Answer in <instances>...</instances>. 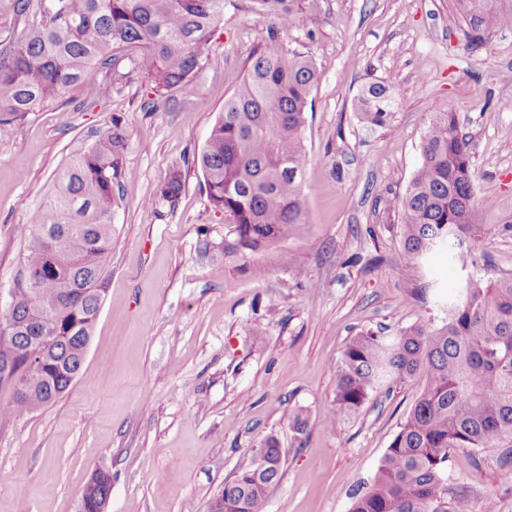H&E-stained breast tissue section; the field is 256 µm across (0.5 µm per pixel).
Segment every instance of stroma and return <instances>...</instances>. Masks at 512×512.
<instances>
[{
	"label": "stroma",
	"mask_w": 512,
	"mask_h": 512,
	"mask_svg": "<svg viewBox=\"0 0 512 512\" xmlns=\"http://www.w3.org/2000/svg\"><path fill=\"white\" fill-rule=\"evenodd\" d=\"M489 31L459 0H312L274 31L247 0L226 7L188 83L157 97L135 75L93 70L23 121L0 125V312L24 232L55 192V174L119 124L126 136L112 219L119 246L81 370L58 400L0 419V512H80L93 471L112 476L107 512H208L225 481L267 437L286 453L265 512H349L421 392L410 381L336 417L342 352L358 333L439 327L467 275L444 248L391 262L402 247L396 204L421 163L438 112H455L472 143L475 196L512 209V0H486ZM298 49L320 80L303 131L308 220L266 249L240 251L192 162L254 51ZM389 86L386 125L354 110L361 91ZM174 209L150 201L173 167ZM482 282L512 276V235L485 237ZM302 415L306 425L290 424ZM498 448L458 449L450 494L472 512H512Z\"/></svg>",
	"instance_id": "stroma-1"
}]
</instances>
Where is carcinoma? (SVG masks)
I'll return each mask as SVG.
<instances>
[{
	"label": "carcinoma",
	"mask_w": 512,
	"mask_h": 512,
	"mask_svg": "<svg viewBox=\"0 0 512 512\" xmlns=\"http://www.w3.org/2000/svg\"><path fill=\"white\" fill-rule=\"evenodd\" d=\"M276 29L288 28L308 0H249ZM477 29L496 26L478 0H461ZM226 0H38L33 22L0 54V124L24 120L95 69L119 84L137 73L158 95L184 84L197 70L201 49L224 22ZM139 48L127 57L123 50ZM319 72L305 53L268 46L255 53L237 90L224 101L200 155L207 196L239 247L266 248L290 224L307 223L301 175L309 100ZM392 108L385 84L358 97L356 111L383 126ZM126 137L118 123L59 169L56 190L37 224L28 228L11 301L0 325L18 332L0 337V384L13 389L0 418L21 417L54 402L77 377L105 291V264L117 238L112 217L115 185L125 176ZM183 188L175 167L152 203L175 207ZM489 204L475 196L471 140L454 112H438L422 143V162L399 199L402 250L395 262L445 246L461 267H478L476 243L512 233V211L499 224L480 223ZM53 337L48 355L30 339L35 310ZM422 390L400 424L373 479L353 493L350 512H461L447 497L448 460L456 448H490L512 440V277L487 285L467 282L440 327H411L398 335L362 332L347 343L336 386V416L356 413L379 389L412 381ZM286 454L275 438L253 454L260 459L224 483V512H265L269 489L284 474ZM111 475L86 483L84 512H96Z\"/></svg>",
	"instance_id": "carcinoma-1"
}]
</instances>
